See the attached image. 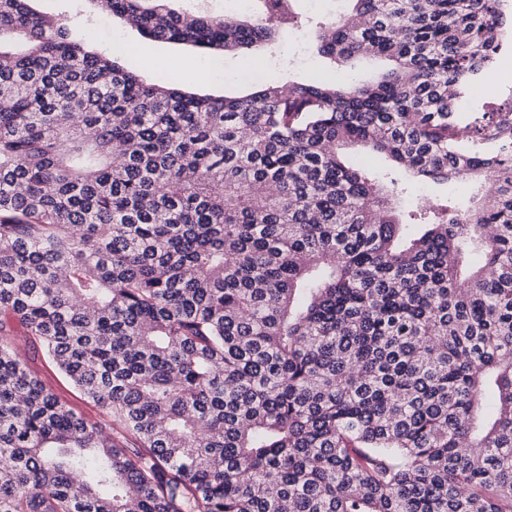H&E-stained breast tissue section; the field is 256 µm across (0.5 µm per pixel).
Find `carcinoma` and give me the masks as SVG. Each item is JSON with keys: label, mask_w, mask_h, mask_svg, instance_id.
Returning <instances> with one entry per match:
<instances>
[{"label": "carcinoma", "mask_w": 512, "mask_h": 512, "mask_svg": "<svg viewBox=\"0 0 512 512\" xmlns=\"http://www.w3.org/2000/svg\"><path fill=\"white\" fill-rule=\"evenodd\" d=\"M88 2L153 41L280 53L270 0L246 23ZM351 2L317 52L384 58L377 81L216 97L0 0V512H512V145L463 150L497 116L457 117L512 14ZM358 143L493 194L411 206L344 161ZM22 361L44 387L54 393L60 402L72 408L88 423L107 428L111 424L110 419L99 406L85 399L71 382L58 372L40 347L26 345V352Z\"/></svg>", "instance_id": "obj_1"}]
</instances>
